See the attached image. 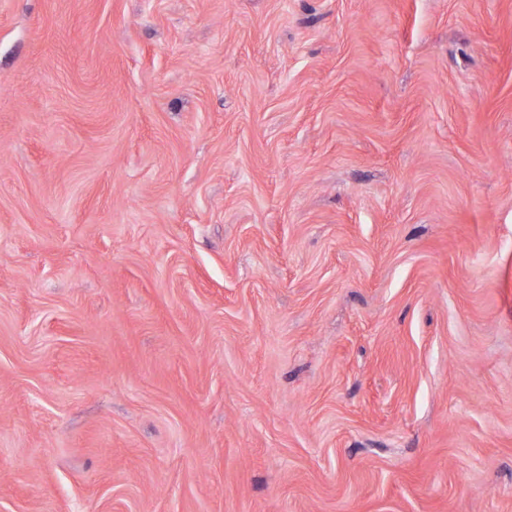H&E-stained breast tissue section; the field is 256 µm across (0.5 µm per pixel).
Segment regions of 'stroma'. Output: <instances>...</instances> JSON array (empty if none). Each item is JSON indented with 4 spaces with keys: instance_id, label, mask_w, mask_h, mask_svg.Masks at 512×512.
I'll use <instances>...</instances> for the list:
<instances>
[{
    "instance_id": "stroma-1",
    "label": "stroma",
    "mask_w": 512,
    "mask_h": 512,
    "mask_svg": "<svg viewBox=\"0 0 512 512\" xmlns=\"http://www.w3.org/2000/svg\"><path fill=\"white\" fill-rule=\"evenodd\" d=\"M0 512H512V0H0Z\"/></svg>"
}]
</instances>
